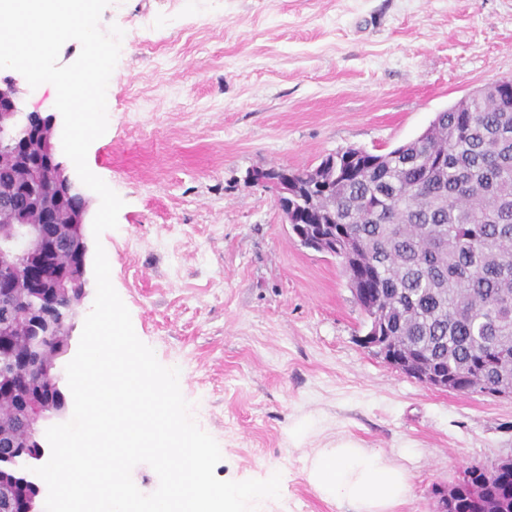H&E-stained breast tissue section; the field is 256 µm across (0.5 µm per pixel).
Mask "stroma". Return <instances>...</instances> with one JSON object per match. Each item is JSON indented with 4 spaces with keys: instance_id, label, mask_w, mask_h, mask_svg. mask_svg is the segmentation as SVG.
I'll list each match as a JSON object with an SVG mask.
<instances>
[{
    "instance_id": "35a3bbf8",
    "label": "stroma",
    "mask_w": 512,
    "mask_h": 512,
    "mask_svg": "<svg viewBox=\"0 0 512 512\" xmlns=\"http://www.w3.org/2000/svg\"><path fill=\"white\" fill-rule=\"evenodd\" d=\"M113 24L108 129L87 164L124 205L101 242L137 336L179 368L220 446L216 477L278 472L268 512H342L306 457L350 436L408 469L395 512H433L436 488L512 454V398L428 388L365 348L339 259L303 247L246 180L388 152L512 79V0H110ZM6 77L24 111L55 114L52 85Z\"/></svg>"
}]
</instances>
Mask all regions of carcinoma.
<instances>
[{
	"label": "carcinoma",
	"mask_w": 512,
	"mask_h": 512,
	"mask_svg": "<svg viewBox=\"0 0 512 512\" xmlns=\"http://www.w3.org/2000/svg\"><path fill=\"white\" fill-rule=\"evenodd\" d=\"M434 134L385 154L347 159L335 189H310L312 170L292 173L297 208L311 233L331 232L342 247L360 240V286L370 294L367 317L397 352L448 374L461 394L512 389V92L467 99L437 113ZM15 165L0 163V188L22 192ZM77 264L75 251L41 259L37 281L54 286ZM31 395L61 402L68 392L25 362ZM24 446L14 459L37 463L27 445L19 396L0 380V431ZM450 512H504L512 504V471L475 469ZM0 512H25L24 498L3 488Z\"/></svg>",
	"instance_id": "cac0c4a2"
}]
</instances>
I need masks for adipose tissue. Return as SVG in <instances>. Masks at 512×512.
<instances>
[{"instance_id": "adipose-tissue-1", "label": "adipose tissue", "mask_w": 512, "mask_h": 512, "mask_svg": "<svg viewBox=\"0 0 512 512\" xmlns=\"http://www.w3.org/2000/svg\"><path fill=\"white\" fill-rule=\"evenodd\" d=\"M306 474L320 498L347 505L351 512H394L410 490L403 466L346 437L317 449Z\"/></svg>"}]
</instances>
